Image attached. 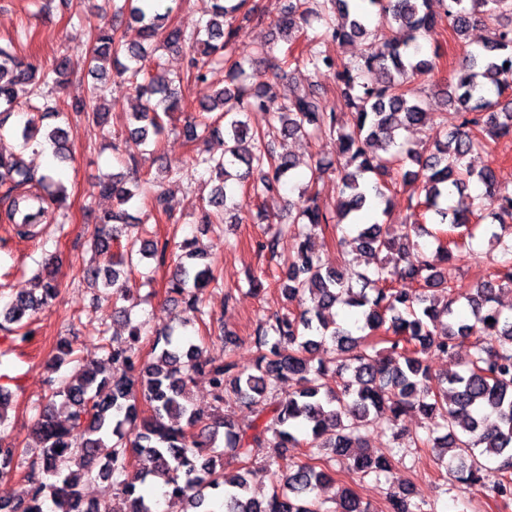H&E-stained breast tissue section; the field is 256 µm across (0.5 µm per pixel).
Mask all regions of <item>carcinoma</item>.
Here are the masks:
<instances>
[{
	"instance_id": "carcinoma-1",
	"label": "carcinoma",
	"mask_w": 512,
	"mask_h": 512,
	"mask_svg": "<svg viewBox=\"0 0 512 512\" xmlns=\"http://www.w3.org/2000/svg\"><path fill=\"white\" fill-rule=\"evenodd\" d=\"M376 18L374 28L351 0H288L286 9L269 25L286 40V50L274 55L267 46L265 64L284 78L304 65L318 73L331 72L343 115L326 102L313 84L297 85L279 99L274 85L255 77L249 55L226 52L242 24L255 19L248 0L228 7L225 0H207L205 19L187 33L169 24L177 0L159 12L149 0H121L113 15H128L139 26L142 42L128 43L115 25L95 28L87 56L94 83L86 95L60 108L39 87L30 85V70L22 68L12 44L0 45V131L20 102L31 117L17 133L19 149H0V205L3 219L17 235L33 238L41 224H65L71 203L67 189L50 172L39 173L24 159L30 146L48 144L56 158L72 157L65 125L69 113L104 130L112 84L133 92L137 105L127 113V129L148 147H157L168 131L165 119L175 112L187 115L183 133L194 146L216 140L224 149L215 154L196 152L195 165L215 176L204 200L199 223L220 226L224 213L241 207L239 192L257 199L280 194L285 179L296 170V157L287 141L297 136H328L336 154L314 163L299 201L288 204L296 214L289 224H270L256 241V250L279 259L284 272L281 292L299 312L275 311L261 317L254 329L256 358L242 367L234 358L237 338L225 335L224 359H201V346L175 343V332L209 315L204 294L223 286L222 277L208 265L193 241L161 244L139 237L123 238L131 224H146L168 214L166 193L146 198L143 185L161 181L122 172L93 185V193L110 197L116 208L96 218L90 238L94 258L83 277L101 283L112 298V313L123 317L128 308L129 275L146 259L165 260L168 250H180L165 285L168 300L183 305L176 325L156 336L149 355L143 354L142 331L130 326L125 339L98 331L100 349L115 368L104 375L89 361L45 397L32 433L41 453L27 474L30 493L23 499L0 500V512H44L50 496L53 512H110L85 498L81 486L94 479L112 482L128 503L125 512H161L160 502L147 487L158 484L162 497L183 505L181 512H212L210 496L221 491L224 512H372L350 487L343 486L331 510L322 508L315 492L331 477L321 463L323 449L349 461L350 469L368 476L388 472L403 447L431 448L461 489L480 487L495 502L512 500V315L496 306L498 296L512 292V234L484 225L490 250L496 252L493 270L473 282L468 292L446 279L444 265L459 254L475 252L480 221L512 219V197L496 194L495 171L471 167L468 157L488 151L491 141L512 134V0H441L443 14L430 10L429 0H368ZM462 40L476 25L490 27L492 36L472 46L461 43L463 57L456 82L448 85L446 105L461 114L449 128L436 124L433 148L418 150L398 142L399 132L432 120L422 100L408 84L435 70L436 59L421 58V39L441 22ZM372 38L374 49L361 61L341 64L330 46ZM303 41L296 51L297 41ZM184 53L185 68L171 72L154 60L151 47ZM70 60L56 56L43 71V82H58ZM223 68L224 85L212 81ZM201 90L196 96L186 88ZM266 112L265 129L250 132L248 115ZM337 175L340 199L331 214L316 202L315 180ZM421 182L424 199L409 202L415 213L433 214L438 242L427 255L413 236L419 220L402 225L398 237L379 221L357 225L355 251L375 260L358 274L362 288L346 280L341 267L326 268L315 237L336 229V245L345 240L344 225L374 201H388L396 177ZM483 187L468 193V184ZM145 208L138 219L128 212L134 204ZM294 240L281 255L279 240ZM120 245L112 253V244ZM56 256L43 257L31 287L17 294L0 316L25 331L37 314L52 305L62 283ZM409 281L416 288H400ZM464 301L473 322L462 319L456 304ZM358 309L362 334L338 324L337 304ZM472 351L461 372L434 377L423 355L439 352L450 360L472 335ZM348 353L345 363L332 369L323 358L328 346ZM50 369L73 361L71 341L56 344ZM205 374L212 403L197 405L191 381ZM232 401L257 407L253 423L239 427L224 408ZM66 411L60 418L59 409ZM408 412L425 420L423 433L410 437L397 430ZM374 426L391 434L393 455L369 450L364 432ZM308 439L309 462L288 472L266 468L273 478L269 496L250 494L254 474L252 449L272 447L281 453ZM239 467L224 471V455ZM20 448L0 446V479L11 475ZM495 479H489V476ZM388 512H434L412 500L409 487L389 493Z\"/></svg>"
}]
</instances>
